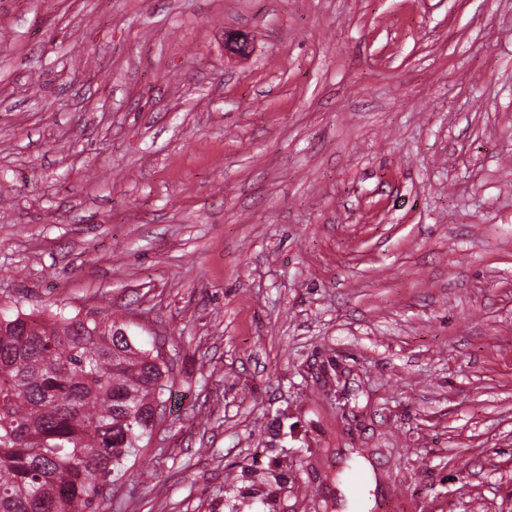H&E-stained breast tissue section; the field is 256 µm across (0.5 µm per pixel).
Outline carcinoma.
<instances>
[{
    "label": "carcinoma",
    "mask_w": 512,
    "mask_h": 512,
    "mask_svg": "<svg viewBox=\"0 0 512 512\" xmlns=\"http://www.w3.org/2000/svg\"><path fill=\"white\" fill-rule=\"evenodd\" d=\"M115 328L60 311L0 317V512H97L151 436L165 370Z\"/></svg>",
    "instance_id": "cac0c4a2"
}]
</instances>
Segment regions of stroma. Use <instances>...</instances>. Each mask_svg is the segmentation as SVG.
Listing matches in <instances>:
<instances>
[{"label": "stroma", "mask_w": 512, "mask_h": 512, "mask_svg": "<svg viewBox=\"0 0 512 512\" xmlns=\"http://www.w3.org/2000/svg\"><path fill=\"white\" fill-rule=\"evenodd\" d=\"M55 301L168 371L98 512H512V0H0Z\"/></svg>", "instance_id": "1"}]
</instances>
